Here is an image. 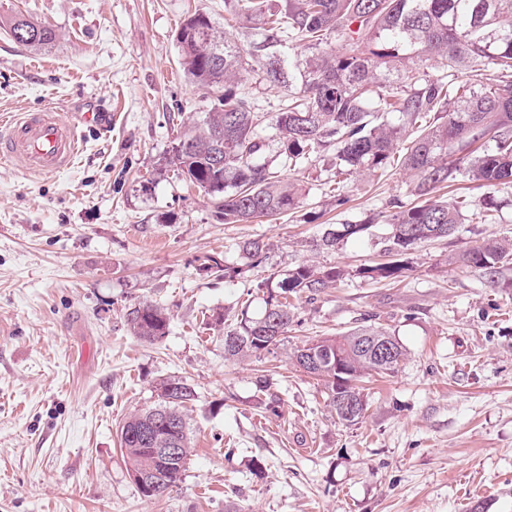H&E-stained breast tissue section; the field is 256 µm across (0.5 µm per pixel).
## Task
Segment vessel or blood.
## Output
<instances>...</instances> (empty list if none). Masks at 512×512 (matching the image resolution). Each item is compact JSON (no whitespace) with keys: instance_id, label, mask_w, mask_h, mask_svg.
Returning a JSON list of instances; mask_svg holds the SVG:
<instances>
[{"instance_id":"1","label":"vessel or blood","mask_w":512,"mask_h":512,"mask_svg":"<svg viewBox=\"0 0 512 512\" xmlns=\"http://www.w3.org/2000/svg\"><path fill=\"white\" fill-rule=\"evenodd\" d=\"M100 121L94 112L82 113L74 119L54 111L2 117L0 123L7 125L8 132L0 138V157L20 159L39 173L63 172L78 151V127H94Z\"/></svg>"}]
</instances>
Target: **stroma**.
Wrapping results in <instances>:
<instances>
[{"label":"stroma","instance_id":"35a3bbf8","mask_svg":"<svg viewBox=\"0 0 512 512\" xmlns=\"http://www.w3.org/2000/svg\"><path fill=\"white\" fill-rule=\"evenodd\" d=\"M198 10L243 48L263 38L229 21L224 0H0V114L112 115L106 129L79 127L64 172L0 161V512H512V265L488 274L452 261L512 236V185L483 218L413 246L395 282L359 270L384 258L391 203L410 196L401 170L340 180L323 148L283 173L301 189L296 208L222 223L172 165L181 127L214 98L180 65L176 35ZM18 17L52 28L53 43L16 42ZM238 90L262 112L263 159L277 164L269 114L284 88L249 73ZM364 221L368 232L320 247L328 229ZM254 239L270 245L256 264L243 252ZM209 256L237 276L203 271ZM301 264L345 275L293 299L295 322L272 353L225 358V324L244 309L259 316L261 282ZM146 301L170 317L156 344L128 324ZM368 326L405 357L358 381L367 408L344 423L324 381L291 356ZM174 378L195 392L193 453L181 483L149 500L118 430Z\"/></svg>","mask_w":512,"mask_h":512}]
</instances>
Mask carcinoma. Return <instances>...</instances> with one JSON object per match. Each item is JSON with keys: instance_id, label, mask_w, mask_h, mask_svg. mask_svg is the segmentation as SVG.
Returning <instances> with one entry per match:
<instances>
[{"instance_id": "carcinoma-1", "label": "carcinoma", "mask_w": 512, "mask_h": 512, "mask_svg": "<svg viewBox=\"0 0 512 512\" xmlns=\"http://www.w3.org/2000/svg\"><path fill=\"white\" fill-rule=\"evenodd\" d=\"M234 18L262 25L264 39L244 49L203 11L185 18L177 34L181 65L197 86L216 93L202 120L173 147V161L185 178L216 199L218 216L226 224H245L281 214L296 205L295 187L284 183L270 165L257 161L264 142L257 132L261 116L254 103L237 92L242 73L257 72L266 82L287 88V99L271 120L282 134L278 157L282 166L299 168L322 146L336 151V175L364 169L385 172L395 165L410 179L415 199L393 202L386 242L389 260L359 270L372 279H397L405 266L398 257L412 245L448 237L466 218L455 202L432 203L427 196L445 183L467 182L487 191L512 184V0H235ZM17 42L42 48L55 39L54 31L27 19L11 28ZM333 40L337 48H322ZM298 41L317 53L296 55L283 65L278 58L285 42ZM224 50V66L212 64L211 50ZM435 60L442 75L422 72L410 85L390 78L393 72L411 73L417 61ZM474 78L460 83L464 75ZM399 114V123L388 116ZM366 228L351 224L325 233L320 247L332 249L342 238ZM449 263L489 274L512 264V238L474 247ZM336 266L299 265L285 277L265 279L264 313L259 318L243 310L234 327L224 332V354L261 357L283 342L294 323L288 296L315 293L341 279ZM136 337L154 343L163 340L170 318L159 306L144 302L129 313ZM386 332L358 329L349 334L312 342L346 354L345 371L333 374L301 361V349L292 360L306 372L326 381L332 404L355 396L358 378L374 372L387 374L404 357L382 363L371 339ZM174 394L153 407L126 417L120 445L128 471L152 472L156 484L138 489L159 500L177 486L192 453L191 438L181 408L194 397L180 380H167ZM164 414L171 430L153 434L154 417ZM155 448H178L180 454L163 461Z\"/></svg>"}]
</instances>
